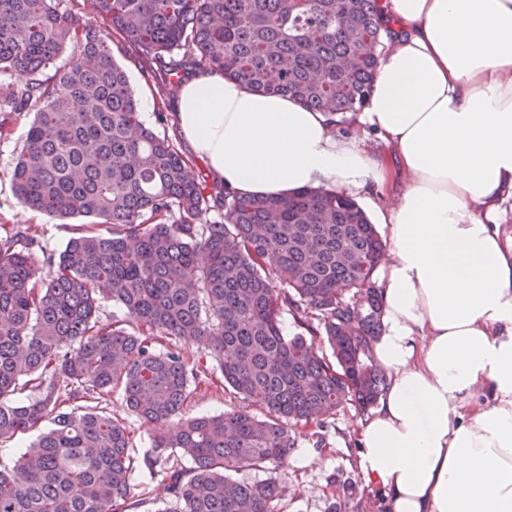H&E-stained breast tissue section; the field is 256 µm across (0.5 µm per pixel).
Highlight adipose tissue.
Returning <instances> with one entry per match:
<instances>
[{"label": "adipose tissue", "mask_w": 512, "mask_h": 512, "mask_svg": "<svg viewBox=\"0 0 512 512\" xmlns=\"http://www.w3.org/2000/svg\"><path fill=\"white\" fill-rule=\"evenodd\" d=\"M379 5L392 43L350 135L217 73L184 82L178 135L239 194L398 187L359 469L384 512H512V0Z\"/></svg>", "instance_id": "adipose-tissue-1"}]
</instances>
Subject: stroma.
<instances>
[{"mask_svg": "<svg viewBox=\"0 0 512 512\" xmlns=\"http://www.w3.org/2000/svg\"><path fill=\"white\" fill-rule=\"evenodd\" d=\"M111 46L137 94L143 121L153 127L157 114H165L166 133L173 137L180 155L191 160L188 144L177 136L174 97L162 96L159 81H144L131 47L117 38ZM32 120V114L24 113L10 117L0 128V227L27 228L48 252L57 254L80 225V218L62 221L25 209L16 199L11 183V172ZM176 346L203 378L190 414L217 415L237 406V399L225 393L219 365L207 351L187 339L177 340ZM365 418V413L347 404L328 417L326 428L297 429L296 447L287 462L272 472L285 489L279 503L281 512H382L381 491L365 484L358 466L356 429Z\"/></svg>", "mask_w": 512, "mask_h": 512, "instance_id": "obj_1", "label": "stroma"}]
</instances>
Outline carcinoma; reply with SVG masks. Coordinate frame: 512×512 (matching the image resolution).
Segmentation results:
<instances>
[{"instance_id":"carcinoma-1","label":"carcinoma","mask_w":512,"mask_h":512,"mask_svg":"<svg viewBox=\"0 0 512 512\" xmlns=\"http://www.w3.org/2000/svg\"><path fill=\"white\" fill-rule=\"evenodd\" d=\"M89 3L0 0V112L34 113L14 194L33 211L112 225L108 236L77 229L57 257L26 229L0 235V441L38 432L17 460L23 481L0 467V512H129L147 505L134 499L138 468L163 476L173 503L145 512H280L269 472L288 460L294 430L323 428L351 402L365 410L385 386L371 355L384 244L334 190L206 193L172 138L141 119L109 33L147 63V81L220 73L344 131L391 31L377 0ZM215 209L224 222L206 219ZM101 291L144 331L101 323ZM284 310L302 332L283 334ZM321 333L330 359L307 341ZM173 337L198 340L244 405L190 415L198 372L173 344L158 348ZM24 377L40 397L12 404ZM115 394L157 454H131L127 427L103 407Z\"/></svg>"}]
</instances>
